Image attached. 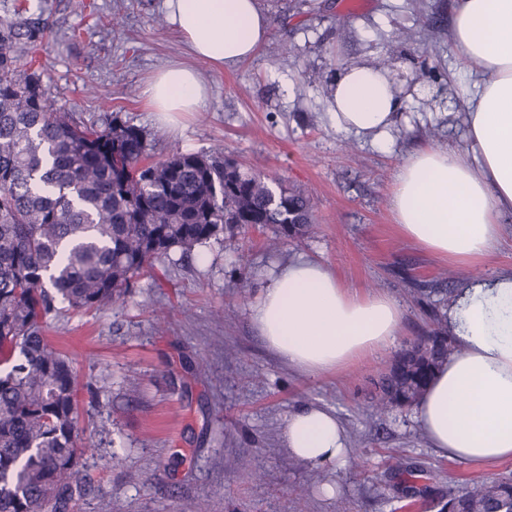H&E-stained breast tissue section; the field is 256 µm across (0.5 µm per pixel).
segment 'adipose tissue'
<instances>
[{
	"instance_id": "1",
	"label": "adipose tissue",
	"mask_w": 512,
	"mask_h": 512,
	"mask_svg": "<svg viewBox=\"0 0 512 512\" xmlns=\"http://www.w3.org/2000/svg\"><path fill=\"white\" fill-rule=\"evenodd\" d=\"M188 53L215 69L255 57L271 34L260 0H164ZM456 59L477 80L464 89L466 145H432L398 167L389 208L401 238L450 265L484 263L512 214V0H455ZM199 72L173 64L143 90L164 122L208 98ZM401 106L389 74L367 63L342 67L330 84L329 118L389 152ZM264 345L288 367L317 376L390 350L401 309L382 292L346 288L321 262L298 255L270 271L249 309ZM445 324L456 345L416 408L418 426L441 456L472 464L512 460V269L456 292ZM282 441L296 459L343 466L350 454L334 410L309 403L290 412Z\"/></svg>"
}]
</instances>
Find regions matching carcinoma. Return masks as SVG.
<instances>
[{
	"label": "carcinoma",
	"mask_w": 512,
	"mask_h": 512,
	"mask_svg": "<svg viewBox=\"0 0 512 512\" xmlns=\"http://www.w3.org/2000/svg\"><path fill=\"white\" fill-rule=\"evenodd\" d=\"M47 32L22 2L0 21V512H63L86 486L78 375L46 336L57 304L109 308L175 251L242 225L298 237L314 211L222 151L154 161L143 128L55 107L33 69ZM453 350L435 327L401 352L373 412L416 406ZM440 512H512V479L450 488Z\"/></svg>",
	"instance_id": "carcinoma-1"
}]
</instances>
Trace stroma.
Segmentation results:
<instances>
[{
    "label": "stroma",
    "instance_id": "35a3bbf8",
    "mask_svg": "<svg viewBox=\"0 0 512 512\" xmlns=\"http://www.w3.org/2000/svg\"><path fill=\"white\" fill-rule=\"evenodd\" d=\"M272 34L239 66L198 69L210 93L196 112L162 127L143 86L168 62L189 61L161 0H28L50 32L35 67L55 106L101 123L115 114L144 128L159 161L174 151L218 150L243 167L313 197L302 237L242 227L206 245L205 259L172 254L125 303L51 318L48 336L80 381L93 450L80 463L87 493L68 512H184L205 493L210 512H438L449 486L512 477V461L474 465L438 457L415 413H371V382L394 351L338 372L304 376L262 343L249 308L267 273L303 254L344 286L385 292L402 310L397 349L426 335L470 275L512 267V238L482 265L450 266L399 237L389 210L397 167L413 150L465 145L468 69L452 51L453 0H261ZM437 45L425 56L426 46ZM289 53H282V46ZM384 63L402 95L390 153L329 120L336 70ZM317 403L336 411L351 448L345 467L293 458L281 440L288 413ZM336 486L325 496L324 483Z\"/></svg>",
    "mask_w": 512,
    "mask_h": 512
}]
</instances>
